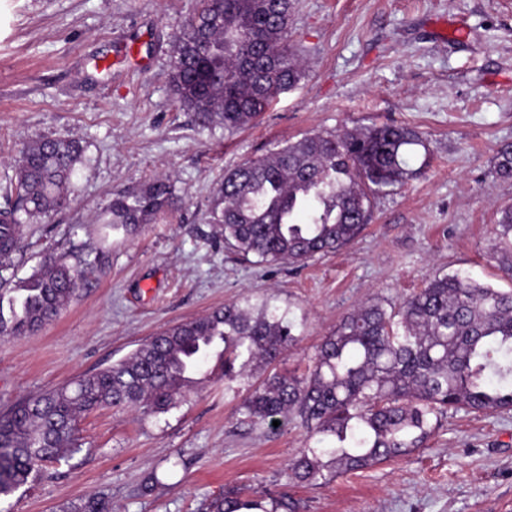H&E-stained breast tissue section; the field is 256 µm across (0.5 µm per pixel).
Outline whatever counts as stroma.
I'll return each instance as SVG.
<instances>
[{
	"instance_id": "stroma-1",
	"label": "stroma",
	"mask_w": 512,
	"mask_h": 512,
	"mask_svg": "<svg viewBox=\"0 0 512 512\" xmlns=\"http://www.w3.org/2000/svg\"><path fill=\"white\" fill-rule=\"evenodd\" d=\"M304 77L238 135L200 129L173 103L167 74L179 23L198 0H0V198L12 163L41 139H80L67 208L26 225L16 277L73 247L102 249L69 306L40 332L0 337V412L116 361L153 333L225 302L271 297L300 339L273 365L302 373L357 305L394 304L455 270L499 288L489 247L512 182L490 161L512 144V0H293ZM395 121L426 132L420 175L373 202L353 243L302 267L255 266L225 248L209 212L226 170L317 130ZM171 174L177 203L132 239L100 242L114 192ZM245 383L212 380L175 409L102 407L82 416V445L0 512H56L105 494L114 512H200L232 488L290 490L299 512H512V411L449 412L416 452L320 486L287 487L311 446L239 413ZM162 483L138 493L145 474Z\"/></svg>"
}]
</instances>
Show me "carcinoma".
I'll return each mask as SVG.
<instances>
[{
	"label": "carcinoma",
	"instance_id": "carcinoma-1",
	"mask_svg": "<svg viewBox=\"0 0 512 512\" xmlns=\"http://www.w3.org/2000/svg\"><path fill=\"white\" fill-rule=\"evenodd\" d=\"M292 0H199L173 36L168 82L174 102L203 128L230 137L259 122L277 97L303 77L292 42ZM423 134L386 123L318 130L269 154L245 160L224 176L211 221L224 244L246 261L305 263L334 254L363 231L372 199L417 176L414 148ZM77 139L35 141L14 161L16 202L0 209V271L11 266L23 224L64 209L81 163ZM512 180V144L491 161ZM174 203L171 176H155L113 195L97 219L103 229L134 236ZM491 246L512 280V205L498 211ZM97 251L43 262L7 290L0 288V336L39 331L71 302ZM290 311L266 297L232 301L167 327L127 356L62 386L26 398L0 414V498L34 481L52 463L78 453V418L98 407L166 413L215 377L224 388L274 363L299 337ZM252 422L296 418L318 437L302 449L285 478L318 486L410 455L441 427L450 410L512 411V289L458 272L434 276L386 307L364 303L322 339L301 374L273 372L240 399ZM278 495L241 488L206 499L202 512H298ZM59 512H112L102 495L69 501Z\"/></svg>",
	"mask_w": 512,
	"mask_h": 512
}]
</instances>
